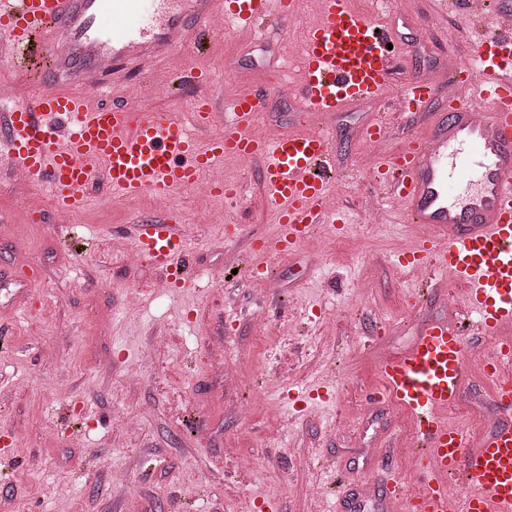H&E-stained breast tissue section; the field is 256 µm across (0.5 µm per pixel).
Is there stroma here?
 I'll list each match as a JSON object with an SVG mask.
<instances>
[{
	"label": "stroma",
	"mask_w": 512,
	"mask_h": 512,
	"mask_svg": "<svg viewBox=\"0 0 512 512\" xmlns=\"http://www.w3.org/2000/svg\"><path fill=\"white\" fill-rule=\"evenodd\" d=\"M393 2L397 30L415 38L391 94L449 54H473L491 27L490 17L464 20L437 0ZM299 50L272 30L224 36L195 66L212 73L221 101L281 72L298 82L288 55ZM378 110L367 101L324 118L343 177L334 204L351 222L284 256L258 247L278 232L259 158L222 160L234 199L188 187L120 211L95 201L66 217L46 191L0 183V271H14L0 275V512H254L262 499L280 512H336L324 491L334 468L375 480L384 443L403 424L395 407L365 400L381 387L377 358L404 349L419 318L448 312L438 300L412 307L417 278L390 259V241L410 244L414 232L370 177L377 159L362 123ZM173 203L185 214L198 288L158 287L164 270L132 261L130 241L112 235L113 225ZM375 205L380 221L367 223ZM33 210L41 223L29 222ZM228 224L243 235L228 240ZM233 253L272 275H227ZM466 347L468 401L448 422L481 434L491 427L482 362L494 339L471 335ZM228 363L238 370L232 385ZM270 376L280 385L267 392Z\"/></svg>",
	"instance_id": "stroma-1"
}]
</instances>
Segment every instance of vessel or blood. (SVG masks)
I'll return each mask as SVG.
<instances>
[{"mask_svg": "<svg viewBox=\"0 0 512 512\" xmlns=\"http://www.w3.org/2000/svg\"><path fill=\"white\" fill-rule=\"evenodd\" d=\"M293 17L288 0H0V59L16 61L35 41L51 54L50 66L29 76L0 112V181L26 172L66 216L88 202L100 178L117 198L167 197L207 179L224 157L258 156L262 199L279 223L268 250L288 253L322 228L337 233L347 218L332 205L331 135L304 120L270 137L256 133L267 96L291 90L287 81L219 106L208 93L211 75L193 66L211 51L215 19L228 35L284 34ZM404 47L388 22L354 12L347 0H317L294 90L304 112L384 101L363 129L372 144L395 133L387 113L424 116L426 138L408 137L372 176L417 231L394 254L398 265L424 274L414 306L446 296L452 281L465 290L455 317L421 319L412 342L380 361L381 387L369 401L409 418L411 440L394 431L389 447L415 451L420 490L407 501L410 512H512V12L499 11L497 31L481 34L472 57H450L447 77L416 73L386 95ZM159 58L181 59L183 78L197 88L190 104L175 92L164 112L134 97L115 108L95 104L108 85L129 82ZM440 99L445 109L430 111ZM214 125L218 133L198 145L193 128ZM112 233L164 269L169 283L195 287L179 214L140 218ZM474 331L502 339L485 369L497 425L479 438L447 420L467 380L465 336ZM452 481L462 499L449 497Z\"/></svg>", "mask_w": 512, "mask_h": 512, "instance_id": "1", "label": "vessel or blood"}]
</instances>
